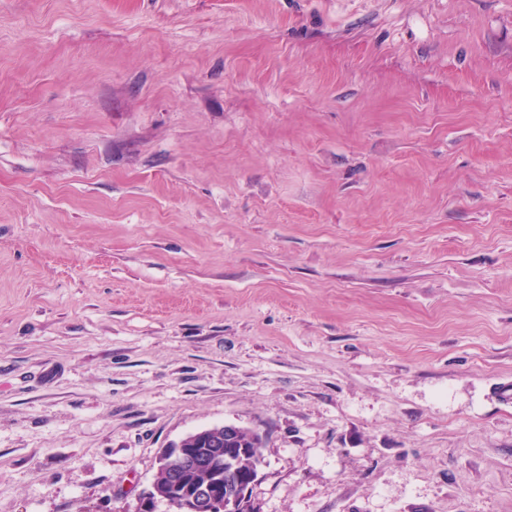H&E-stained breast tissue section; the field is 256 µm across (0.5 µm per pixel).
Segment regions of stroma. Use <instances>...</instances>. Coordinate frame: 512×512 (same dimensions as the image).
Listing matches in <instances>:
<instances>
[{
  "label": "stroma",
  "instance_id": "35a3bbf8",
  "mask_svg": "<svg viewBox=\"0 0 512 512\" xmlns=\"http://www.w3.org/2000/svg\"><path fill=\"white\" fill-rule=\"evenodd\" d=\"M512 512V0H0V512ZM224 429L229 432L235 427L222 425L206 428L188 435L169 448H164L160 453L158 470L163 468L166 471L169 484L157 486L154 482L151 489L140 498V507L137 512H153L157 501L166 502L175 512H245L238 508L244 505L248 489L245 490L239 482L224 488V496L212 495L208 491L197 496L196 493L185 492L183 488H190L194 492L210 484L214 490L221 491L222 481L215 474L187 472L183 477V490L179 489V477L183 470L194 467L214 471L215 463L224 457L237 460L239 466L238 474L235 472L224 474V478L222 477L224 485L229 481L235 482L238 476L248 477L250 473L258 476L262 463V437L256 432L240 428L236 435L224 440ZM198 445L205 446L200 448L202 453L197 451L199 448L189 447ZM221 448H225L223 454H221Z\"/></svg>",
  "mask_w": 512,
  "mask_h": 512
}]
</instances>
